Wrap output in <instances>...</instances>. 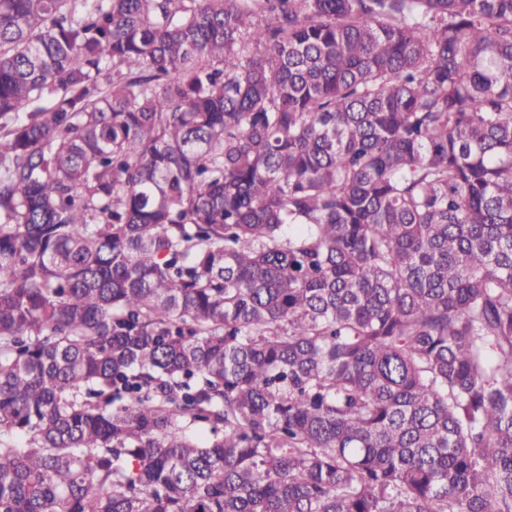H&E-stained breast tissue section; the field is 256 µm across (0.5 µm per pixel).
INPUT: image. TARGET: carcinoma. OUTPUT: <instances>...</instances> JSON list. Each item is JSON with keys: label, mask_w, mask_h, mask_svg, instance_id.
<instances>
[{"label": "carcinoma", "mask_w": 512, "mask_h": 512, "mask_svg": "<svg viewBox=\"0 0 512 512\" xmlns=\"http://www.w3.org/2000/svg\"><path fill=\"white\" fill-rule=\"evenodd\" d=\"M0 512H512V0H0Z\"/></svg>", "instance_id": "cac0c4a2"}]
</instances>
